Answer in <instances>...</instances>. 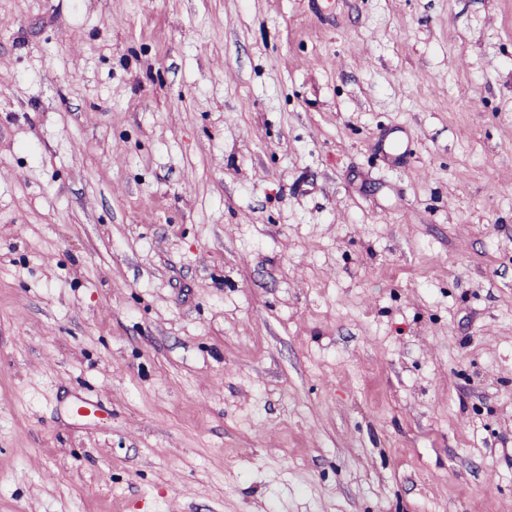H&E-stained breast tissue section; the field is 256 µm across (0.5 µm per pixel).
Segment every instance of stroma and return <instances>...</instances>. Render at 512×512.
I'll list each match as a JSON object with an SVG mask.
<instances>
[{
    "instance_id": "1",
    "label": "stroma",
    "mask_w": 512,
    "mask_h": 512,
    "mask_svg": "<svg viewBox=\"0 0 512 512\" xmlns=\"http://www.w3.org/2000/svg\"><path fill=\"white\" fill-rule=\"evenodd\" d=\"M0 512H512V0H0Z\"/></svg>"
}]
</instances>
